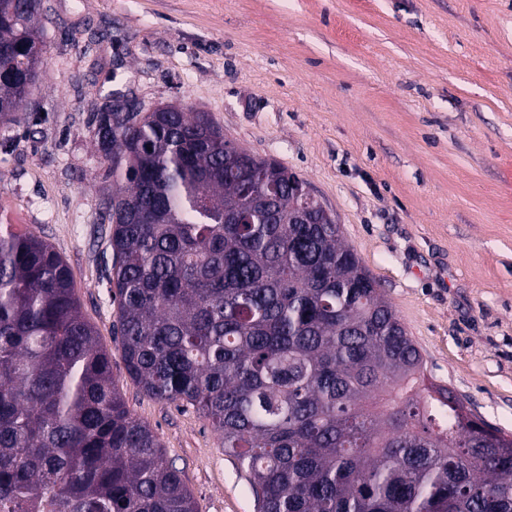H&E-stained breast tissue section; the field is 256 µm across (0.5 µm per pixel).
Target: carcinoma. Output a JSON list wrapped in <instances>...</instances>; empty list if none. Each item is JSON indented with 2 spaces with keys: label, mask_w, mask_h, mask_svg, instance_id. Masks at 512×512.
I'll list each match as a JSON object with an SVG mask.
<instances>
[{
  "label": "carcinoma",
  "mask_w": 512,
  "mask_h": 512,
  "mask_svg": "<svg viewBox=\"0 0 512 512\" xmlns=\"http://www.w3.org/2000/svg\"><path fill=\"white\" fill-rule=\"evenodd\" d=\"M40 0H0V124L41 68ZM117 334L127 373L224 437L260 512H512V440L420 387L422 354L339 225L301 224L288 170L205 112L110 104ZM0 512H194L135 419L64 259L0 227Z\"/></svg>",
  "instance_id": "cac0c4a2"
}]
</instances>
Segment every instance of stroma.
<instances>
[{"label": "stroma", "instance_id": "1", "mask_svg": "<svg viewBox=\"0 0 512 512\" xmlns=\"http://www.w3.org/2000/svg\"><path fill=\"white\" fill-rule=\"evenodd\" d=\"M43 76L0 125V224L67 262L131 414L195 512H257L244 472L192 407L127 373L102 203L105 104L205 112L303 179L423 359L512 434V0H42Z\"/></svg>", "mask_w": 512, "mask_h": 512}]
</instances>
